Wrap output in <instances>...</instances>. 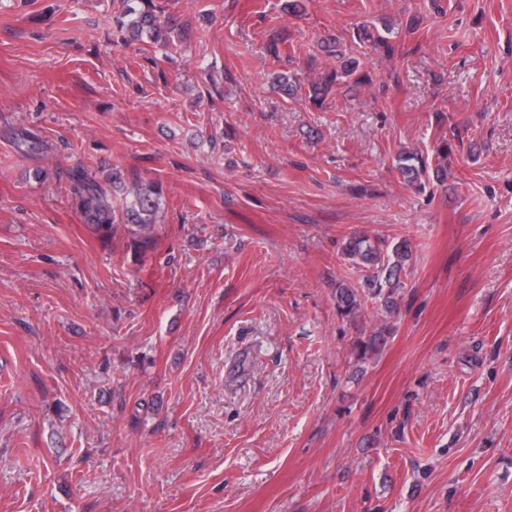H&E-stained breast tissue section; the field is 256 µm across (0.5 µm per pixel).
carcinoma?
<instances>
[{"instance_id": "cac0c4a2", "label": "carcinoma", "mask_w": 512, "mask_h": 512, "mask_svg": "<svg viewBox=\"0 0 512 512\" xmlns=\"http://www.w3.org/2000/svg\"><path fill=\"white\" fill-rule=\"evenodd\" d=\"M160 8L153 0H128L123 10L115 17L116 27L131 40L143 35L157 39L162 33H171L173 27L160 19ZM392 29L371 31L363 23L356 27L357 38L369 41L386 55H393L395 46L390 43ZM359 61L347 59L341 71L324 72L308 83L307 87L281 76L277 86L292 96L300 89L307 90L308 98L317 103L323 99L333 85L343 79L360 85L366 77L358 74ZM448 143L437 147L434 163H426L415 153L402 152L397 158V170L408 182L414 183L428 173L440 184L448 183ZM68 191L75 210L83 223L103 244H109L116 234L124 232L131 239L134 257L137 260L154 252L156 248L155 229L160 223L164 208V187L160 181H134L126 184L120 171L113 169L97 175L84 168H77L67 174ZM344 260L362 272L358 286L336 283L334 300L338 315L354 321L370 299L378 302L388 314L398 308V299L405 288L403 277L413 261L411 241L406 237L392 239L365 234H352L346 238L341 249ZM387 326L383 325L371 335L359 339L360 358L380 353L387 344Z\"/></svg>"}]
</instances>
